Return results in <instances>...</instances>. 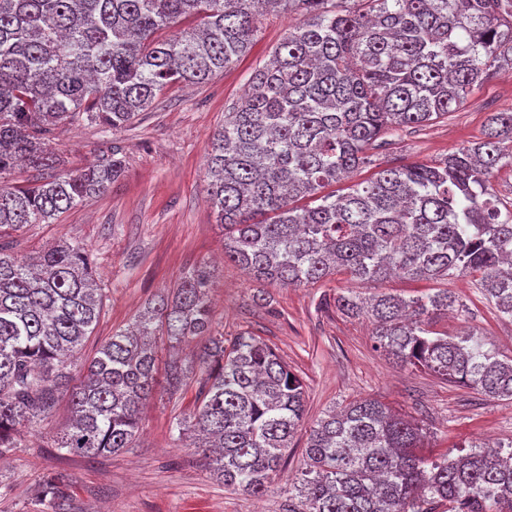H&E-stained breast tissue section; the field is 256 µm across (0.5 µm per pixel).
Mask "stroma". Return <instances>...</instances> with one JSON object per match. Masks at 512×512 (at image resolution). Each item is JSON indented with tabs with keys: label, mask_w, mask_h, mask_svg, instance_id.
<instances>
[{
	"label": "stroma",
	"mask_w": 512,
	"mask_h": 512,
	"mask_svg": "<svg viewBox=\"0 0 512 512\" xmlns=\"http://www.w3.org/2000/svg\"><path fill=\"white\" fill-rule=\"evenodd\" d=\"M298 14L268 15L251 49L201 85L163 91L151 110L103 139L97 128L71 123L54 147L75 172L119 146L123 178L107 193L72 208L50 224H34L13 238L12 251L26 256L59 240L84 245L93 255L104 290L103 310L85 342L80 362L113 331L134 323L156 295L173 288L203 262L214 265L213 328L225 335L250 331L280 354L302 377L306 411L288 450V462L273 490L261 498L224 488L193 449L171 433L175 419L192 409L195 387L183 397H155L143 415L138 445L112 457L89 460L59 452L54 441L68 424L60 400L35 429L22 430L18 446L0 459V512H35L44 475L72 479V512H287L288 488L305 464L310 429L328 410L372 397L413 416L431 432L433 455L457 456L460 446L512 440V399H488L431 373L396 365L375 349L372 326L336 310L345 276L301 287L264 284L223 262L222 229L207 200L205 153L226 112L237 106L252 78L271 57ZM512 110V67L475 86L466 103L448 117L393 137L374 150V168L427 162L482 138L491 113ZM373 168V169H374ZM457 305L436 318V331L457 336L482 332L492 348L512 356V318L499 315L472 278L447 283Z\"/></svg>",
	"instance_id": "35a3bbf8"
}]
</instances>
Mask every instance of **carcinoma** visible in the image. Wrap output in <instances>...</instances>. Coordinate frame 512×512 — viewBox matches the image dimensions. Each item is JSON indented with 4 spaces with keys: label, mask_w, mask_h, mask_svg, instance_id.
I'll return each mask as SVG.
<instances>
[{
    "label": "carcinoma",
    "mask_w": 512,
    "mask_h": 512,
    "mask_svg": "<svg viewBox=\"0 0 512 512\" xmlns=\"http://www.w3.org/2000/svg\"><path fill=\"white\" fill-rule=\"evenodd\" d=\"M284 10L304 20L256 71L208 150L224 259L287 287L338 273L374 285L472 275L512 317V210L502 212L490 188L495 171L512 169L511 111L492 113L480 142L323 193L373 166L383 137L459 109L512 63V0H0V176L21 162L43 173L27 187L0 184V238L52 223L122 177L115 152L54 174L63 125L82 120L104 134L129 126L166 88L224 71L249 50L259 18ZM187 19L196 26L160 37ZM306 198L319 204L297 206ZM96 281L78 243L27 260L0 245V458L64 393L71 418L56 448L118 454L134 447L155 395L197 375V401L173 429L192 433L224 487L266 493L303 422L301 378L250 332L210 334L204 265L103 340L74 384L68 366L101 313ZM455 303L446 288L409 299L336 292V310L366 317L376 348L395 362L512 398V357L499 358L478 333L433 335L432 320ZM196 336L207 337L196 361L169 358L160 381L163 351ZM426 439L422 425L375 398L329 411L310 429L288 512H512V441L437 458ZM70 484L49 475L36 504L60 508Z\"/></svg>",
    "instance_id": "obj_1"
}]
</instances>
